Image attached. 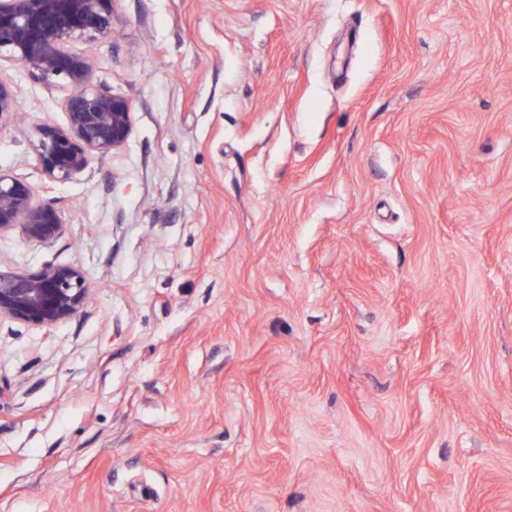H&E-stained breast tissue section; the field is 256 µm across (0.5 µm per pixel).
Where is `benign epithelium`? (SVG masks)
Masks as SVG:
<instances>
[{"label":"benign epithelium","instance_id":"obj_1","mask_svg":"<svg viewBox=\"0 0 512 512\" xmlns=\"http://www.w3.org/2000/svg\"><path fill=\"white\" fill-rule=\"evenodd\" d=\"M116 0H0V60L35 81L61 80L70 87L65 123L32 127L35 159L51 183L81 174L97 155L122 149L132 133V111L120 94L94 84L96 61L72 45L112 33ZM22 114L10 83L0 78V126ZM19 230L49 241L62 230L54 204L28 184L0 172V233ZM89 288L80 270L46 264L35 272L0 270V318L49 328L74 316Z\"/></svg>","mask_w":512,"mask_h":512}]
</instances>
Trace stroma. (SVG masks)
<instances>
[{
	"mask_svg": "<svg viewBox=\"0 0 512 512\" xmlns=\"http://www.w3.org/2000/svg\"><path fill=\"white\" fill-rule=\"evenodd\" d=\"M91 300L0 320V512H512V0H117ZM0 171L70 89L11 62ZM22 112L11 84L0 78V126L18 117Z\"/></svg>",
	"mask_w": 512,
	"mask_h": 512,
	"instance_id": "stroma-1",
	"label": "stroma"
}]
</instances>
